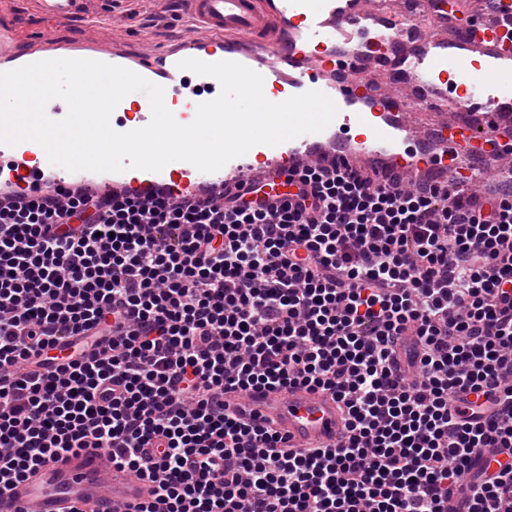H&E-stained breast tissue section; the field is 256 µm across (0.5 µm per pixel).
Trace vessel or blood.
Masks as SVG:
<instances>
[{
	"mask_svg": "<svg viewBox=\"0 0 512 512\" xmlns=\"http://www.w3.org/2000/svg\"><path fill=\"white\" fill-rule=\"evenodd\" d=\"M81 0H36L43 20L77 14ZM194 34L172 46L141 52L110 48L81 36L45 45L22 42L18 32L0 26V72L49 59H90L130 69L164 87V102L175 120L190 124L199 104L214 100L219 82L179 69L195 58L228 59L262 75L265 97L273 103L309 90L327 95L337 115L324 130L271 147L253 146L213 173L186 161L159 172L129 169L107 174L55 168L43 148L26 141L0 145V180L14 198L46 192L66 194L86 188L100 196L134 194L176 201L185 196L219 195L229 189H259L264 201L288 190L289 170L303 164L364 163L408 182L439 171L472 191L494 177L482 164L481 147L512 127V98L502 96L482 57L512 61V0H490L473 25L442 31L432 45L410 38L408 27L422 9L446 17L444 0H184ZM395 58L401 92L363 78ZM118 111L136 113L134 125L151 120L147 96L127 95ZM442 111L433 131L414 130L410 113ZM228 410L243 411L274 427L289 447L303 450L339 442L346 433L344 407L328 392L304 388L230 393ZM104 454L82 448L43 463L21 483L0 492V512H130L154 496L155 486L122 466L104 467Z\"/></svg>",
	"mask_w": 512,
	"mask_h": 512,
	"instance_id": "1",
	"label": "vessel or blood"
}]
</instances>
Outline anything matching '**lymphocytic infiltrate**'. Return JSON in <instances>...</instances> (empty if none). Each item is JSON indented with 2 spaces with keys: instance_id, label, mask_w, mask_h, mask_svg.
Here are the masks:
<instances>
[{
  "instance_id": "1",
  "label": "lymphocytic infiltrate",
  "mask_w": 512,
  "mask_h": 512,
  "mask_svg": "<svg viewBox=\"0 0 512 512\" xmlns=\"http://www.w3.org/2000/svg\"><path fill=\"white\" fill-rule=\"evenodd\" d=\"M265 210L76 190L0 206V490L98 448L135 512H512V185L307 164ZM83 345L54 357L64 339ZM329 391L295 451L226 391Z\"/></svg>"
}]
</instances>
